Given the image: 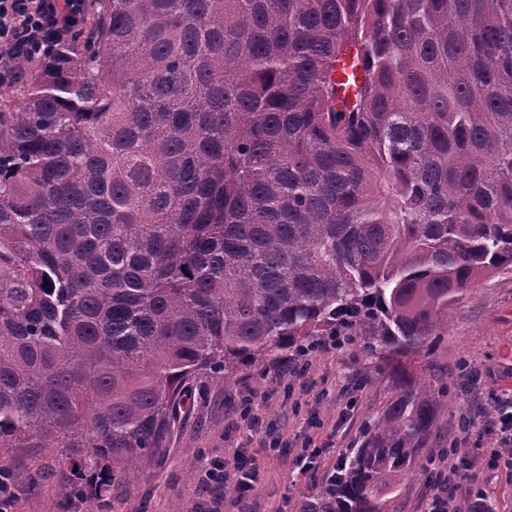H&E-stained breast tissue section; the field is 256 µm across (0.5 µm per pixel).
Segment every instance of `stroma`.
<instances>
[{
	"instance_id": "obj_1",
	"label": "stroma",
	"mask_w": 512,
	"mask_h": 512,
	"mask_svg": "<svg viewBox=\"0 0 512 512\" xmlns=\"http://www.w3.org/2000/svg\"><path fill=\"white\" fill-rule=\"evenodd\" d=\"M412 364L448 386V410L433 435L425 474L403 484L393 512H422L427 475L441 468L440 449L453 447L464 427H479L492 414L491 394L512 390V278L480 284L451 312L448 334ZM281 387L261 412L264 427L290 451L306 440L331 447L316 470L300 474L261 447L249 432H231L239 399L261 394L272 380ZM391 394L388 369L379 355L356 345L315 353L305 376L279 377L274 364L246 371L233 388L209 379L193 392V404L172 431L162 463L143 466L123 492L78 489L68 472L57 471L47 451L13 455L9 470L14 512H300L314 489L328 485L341 463L359 448L366 425ZM261 462L259 483L241 504L207 489L205 466L228 462L237 447Z\"/></svg>"
}]
</instances>
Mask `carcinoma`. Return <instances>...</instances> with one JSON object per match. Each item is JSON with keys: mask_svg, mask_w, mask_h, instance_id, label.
<instances>
[{"mask_svg": "<svg viewBox=\"0 0 512 512\" xmlns=\"http://www.w3.org/2000/svg\"><path fill=\"white\" fill-rule=\"evenodd\" d=\"M0 93V462L128 484L193 386L343 329L392 378L315 512H385L512 276V0H97Z\"/></svg>", "mask_w": 512, "mask_h": 512, "instance_id": "obj_1", "label": "carcinoma"}]
</instances>
